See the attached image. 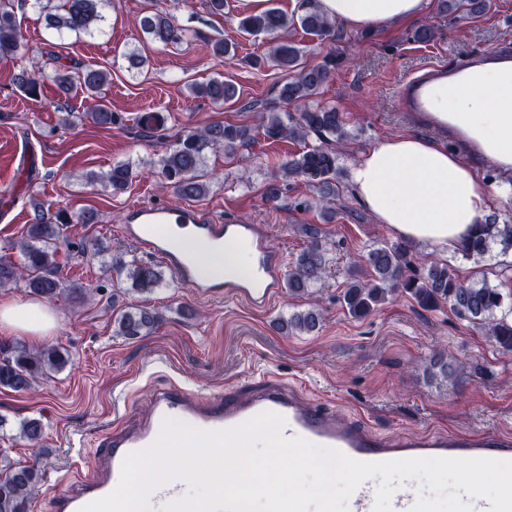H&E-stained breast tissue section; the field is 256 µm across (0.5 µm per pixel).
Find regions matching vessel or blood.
I'll return each instance as SVG.
<instances>
[{"label":"vessel or blood","instance_id":"obj_1","mask_svg":"<svg viewBox=\"0 0 512 512\" xmlns=\"http://www.w3.org/2000/svg\"><path fill=\"white\" fill-rule=\"evenodd\" d=\"M512 62V44H503L490 53H474L456 67L435 64L403 83L396 95L400 111L416 121L437 128L448 122L434 107L437 88L469 83L475 72L488 64ZM150 258L165 264L179 283L202 298H232L252 307L263 308L279 295L283 287V257L270 249L266 235L258 225L215 217L200 208L182 205L164 207L152 204L130 207L121 227ZM190 239L223 245L232 239L245 244L257 271L252 282L199 275L194 262L172 247L176 233ZM270 411L286 422L284 437L298 436L312 443L341 451L364 462L406 458H492L512 460V435L484 433L421 432L396 437L383 436L358 419H349L337 410L304 398L297 385L272 379L248 392L205 395L171 385L157 389L146 419L137 427L120 428L105 434L102 467L89 477H75L53 491L54 512H79L85 504L109 494L117 485L121 465L131 453L149 446L157 437L166 417L180 419L207 430H219L241 424ZM377 491L375 480L361 484L349 500V512H373ZM417 497L413 480H405L392 497L393 512H409Z\"/></svg>","mask_w":512,"mask_h":512}]
</instances>
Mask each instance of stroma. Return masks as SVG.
I'll use <instances>...</instances> for the list:
<instances>
[{
	"label": "stroma",
	"instance_id": "1",
	"mask_svg": "<svg viewBox=\"0 0 512 512\" xmlns=\"http://www.w3.org/2000/svg\"><path fill=\"white\" fill-rule=\"evenodd\" d=\"M300 4L226 0L223 14L215 15L206 0H112L102 9L104 34L94 38L54 37L38 11L16 8L20 47L0 59V255L10 253L23 236L33 215L30 197L55 209L93 208L101 215L97 224L70 225L71 247L58 254L67 279L92 287L85 301L60 298L48 304L57 321L46 342L63 344L70 363L40 381L36 390L0 389V417L6 420L0 455L37 463L40 469L29 512H53L56 483L94 473L101 435L112 426L136 425L154 390L165 383L213 393L227 387L248 391L276 375L300 386L305 397L327 400L383 435L430 430L512 434V356L498 354L479 329L449 308L426 311L405 295L392 297L361 320L349 316L339 302L350 273L369 274L366 267H354L355 257L373 239L392 238L357 201L346 168L385 137L429 136V129L397 110L400 81L425 64L454 66L468 54L512 42V0H491L489 12L479 17L448 16L441 13L439 0H427L418 18L374 32L339 25L334 37L324 39L302 30ZM273 6L287 15V38L303 48L304 64L319 63L330 52L344 59L317 96L318 102L343 112L353 133L339 161L334 217L324 223L315 188L302 180L289 181L278 200L264 198L265 185L279 176L281 165L305 149L304 143L291 140L268 141L234 154L209 153L202 165L209 191L195 205L217 217L262 226L270 247L287 261L307 244L301 225L323 224L327 253L322 278L309 295L284 291L262 310L240 301L197 297L166 268L159 287L134 291L108 263L119 253L129 259L143 256L121 232L129 205H179L160 180L158 161L165 151L194 127L255 125L247 103L277 101L284 73L250 64L251 58L269 54L271 36H246L237 29L241 15ZM157 10L195 29L197 38L168 47L153 43L140 20ZM425 26L434 27V40L417 41L416 31ZM214 39L234 43V55H213L208 43ZM49 52L61 64L107 72L101 96L120 115L119 124L109 129L95 125L87 117L90 102L79 94L61 97L51 73L41 78L39 98L15 86V74ZM132 53L139 55L140 68H130ZM212 78L234 84L236 99L217 107L198 97L196 86ZM148 112L161 113L165 123L154 137L142 138L138 121ZM118 162L133 169L124 192L115 195L85 181V173H104ZM503 257L496 244L484 258L454 252L448 261L460 278L482 272L495 285L503 280ZM311 304L323 314L318 331L277 328L279 319ZM135 309L160 313L162 321L146 336L116 335L115 316ZM441 350L448 353L450 372L432 363ZM31 418L43 425L38 448L20 436L21 423Z\"/></svg>",
	"mask_w": 512,
	"mask_h": 512
}]
</instances>
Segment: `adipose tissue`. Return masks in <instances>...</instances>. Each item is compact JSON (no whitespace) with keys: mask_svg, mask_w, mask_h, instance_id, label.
<instances>
[{"mask_svg":"<svg viewBox=\"0 0 512 512\" xmlns=\"http://www.w3.org/2000/svg\"><path fill=\"white\" fill-rule=\"evenodd\" d=\"M325 14L351 28H377L419 16L424 0H320ZM436 103L467 129L489 158L512 164V67L475 73L468 90H440ZM358 201L397 238L446 255L474 233L497 201L477 171L446 144L413 135L380 140L349 170ZM203 274L247 275L244 248L225 245L223 256L189 242ZM55 325L49 310L28 303L0 306V329L46 337Z\"/></svg>","mask_w":512,"mask_h":512,"instance_id":"adipose-tissue-1","label":"adipose tissue"}]
</instances>
